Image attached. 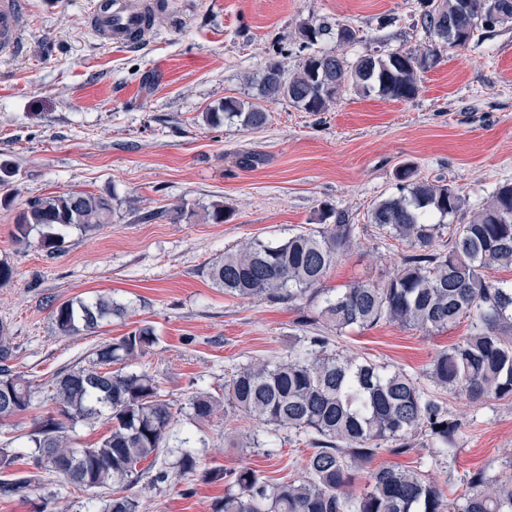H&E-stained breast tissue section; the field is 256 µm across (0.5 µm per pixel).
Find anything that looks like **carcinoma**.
<instances>
[{"label": "carcinoma", "mask_w": 512, "mask_h": 512, "mask_svg": "<svg viewBox=\"0 0 512 512\" xmlns=\"http://www.w3.org/2000/svg\"><path fill=\"white\" fill-rule=\"evenodd\" d=\"M421 25L429 43L386 55L366 53L349 61L340 53H315L327 38L344 47L362 41L351 27L327 20L299 28L298 49L309 51L299 69L288 75L280 47L256 80V101L235 97L205 113L218 128L235 120L259 129L269 120L262 102L284 99L304 112H323L343 88L376 92L386 100L414 98L421 75L441 60L440 47L476 49L487 35L512 24V0H420ZM398 193L377 202L370 221L383 233L412 247L398 268L379 284L354 283L324 299L310 319L340 332L394 322L427 332L471 319V332L441 352L428 377L435 390H424L402 370H389L364 357L330 352L331 337H304V347L275 362L242 365L224 385V403L264 426L265 433L288 431L304 436L312 451L301 475L279 483L250 468L214 469L206 476L229 483L214 512H512V478L469 471L462 482L469 494L450 506L443 493L416 470L379 468L368 472L367 487L357 498L347 492L353 470L383 446L402 455L423 436L445 453L464 438L467 425L442 397L446 392L472 402L512 401V282H493L484 269L512 267V183L497 186L490 200L475 209L466 224L444 218L464 209L458 190L420 177L413 162L395 171ZM316 229L295 232L278 242L254 239L213 263L210 280L224 292L245 299L295 302L312 300L340 256L357 236L358 225L328 206ZM112 223V198L69 191L26 200L16 220V241L37 234L47 254L61 250L73 230L87 234ZM448 235L446 248L435 239ZM128 308L101 295L94 300L65 301L52 311L57 331L75 336L95 329L108 317H124ZM154 329L138 326L94 352L87 367L64 368L53 382L56 414L42 419L28 435L29 464L76 488H104L99 512H140V499L129 493L141 480L155 486L171 472L189 477L198 461L191 438L180 447L166 445L175 420L173 404L145 371L122 365L157 343ZM13 347L0 325V419L32 408V384L11 369ZM121 365L117 370L110 369ZM195 418L214 415L219 402L205 392L192 396ZM103 417L109 433L85 448L72 446L67 424ZM18 455L0 444V492L23 496L28 479L13 471Z\"/></svg>", "instance_id": "1"}]
</instances>
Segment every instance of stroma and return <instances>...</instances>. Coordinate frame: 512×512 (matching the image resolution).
Masks as SVG:
<instances>
[{
	"label": "stroma",
	"instance_id": "obj_1",
	"mask_svg": "<svg viewBox=\"0 0 512 512\" xmlns=\"http://www.w3.org/2000/svg\"><path fill=\"white\" fill-rule=\"evenodd\" d=\"M91 3L27 0L24 47L0 55V163L13 170L9 187H0V260L13 269L0 285V324L13 338L14 371L35 390L33 408L0 423V443L23 450L29 433L54 413L49 395L57 371L88 365L97 346L148 324L159 342L137 367L173 404L172 438H191L199 464L194 476L133 492L142 512H212L226 485L206 480L207 471L247 466L289 479L311 448L294 440L270 456L245 447L253 420L232 411L200 423L190 399L199 389L223 397L242 364L285 357L312 335L304 320L314 307L224 293L209 279V266L249 240L319 227L320 209L330 203L359 227L357 243L322 283L333 296L356 282H381L407 252L368 218L376 202L395 193L394 173L404 162L473 204L512 182V28L497 29L475 50H444L411 100L348 89L323 112L269 101L266 127L247 130L235 122L211 127L203 114L227 97L251 101L249 79L278 44L291 48L285 66L296 70L302 22L326 19L357 30L363 40L347 47L351 58L411 50L427 40L416 24L418 0H169L135 49L100 39L90 25ZM247 152L263 155V164L242 166ZM9 189L17 196L7 204ZM69 190L112 197L111 223L71 232L53 256L38 244H18L25 200ZM215 202L231 211L224 223L204 218ZM146 213L151 221H143ZM100 294L130 305L131 314L77 336L58 333L53 305ZM469 330L466 319L432 333L382 322L334 333L331 348L406 371L427 389L434 357ZM446 402L469 425L457 453L438 459L419 445L404 455L380 450L356 468L350 494L360 496L368 470L382 467L420 471L452 503L466 491L465 472L504 474L512 402L451 395ZM15 470L31 476L27 496H0V512H39L46 500L55 512H93L103 495L54 481L22 458Z\"/></svg>",
	"mask_w": 512,
	"mask_h": 512
}]
</instances>
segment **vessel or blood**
Returning a JSON list of instances; mask_svg holds the SVG:
<instances>
[{"instance_id":"obj_1","label":"vessel or blood","mask_w":512,"mask_h":512,"mask_svg":"<svg viewBox=\"0 0 512 512\" xmlns=\"http://www.w3.org/2000/svg\"><path fill=\"white\" fill-rule=\"evenodd\" d=\"M150 10V0H98L91 25L107 43L135 48L151 28ZM24 17V0H0V52L19 48Z\"/></svg>"}]
</instances>
